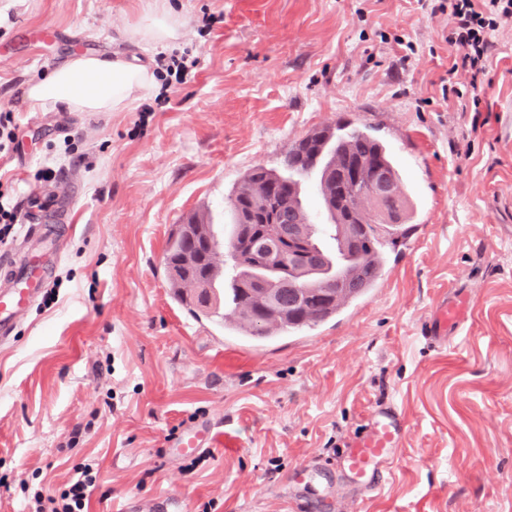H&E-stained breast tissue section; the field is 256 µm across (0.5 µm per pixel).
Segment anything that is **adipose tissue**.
I'll return each instance as SVG.
<instances>
[{
    "instance_id": "adipose-tissue-1",
    "label": "adipose tissue",
    "mask_w": 512,
    "mask_h": 512,
    "mask_svg": "<svg viewBox=\"0 0 512 512\" xmlns=\"http://www.w3.org/2000/svg\"><path fill=\"white\" fill-rule=\"evenodd\" d=\"M182 15L168 0H155L147 18L129 28L132 44L165 47L179 40ZM158 89L155 69L128 60L124 54L76 52L27 89L38 109L60 104L72 112H122L135 100L152 97Z\"/></svg>"
}]
</instances>
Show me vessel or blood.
<instances>
[{
    "mask_svg": "<svg viewBox=\"0 0 512 512\" xmlns=\"http://www.w3.org/2000/svg\"><path fill=\"white\" fill-rule=\"evenodd\" d=\"M50 263L44 253L29 251L6 261L0 275L13 281L12 289L0 291V342L12 338L18 311L29 306L44 288ZM465 319V303L450 300L438 305L422 326V333L433 341H445L449 330ZM209 426L187 429L173 441L178 450L202 448ZM407 435L405 418L391 405L376 407L365 428L349 438L338 466L353 484L374 489L390 471L391 455Z\"/></svg>",
    "mask_w": 512,
    "mask_h": 512,
    "instance_id": "vessel-or-blood-1",
    "label": "vessel or blood"
}]
</instances>
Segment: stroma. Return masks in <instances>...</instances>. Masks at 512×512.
Wrapping results in <instances>:
<instances>
[{
	"label": "stroma",
	"instance_id": "stroma-1",
	"mask_svg": "<svg viewBox=\"0 0 512 512\" xmlns=\"http://www.w3.org/2000/svg\"><path fill=\"white\" fill-rule=\"evenodd\" d=\"M151 0H16L0 12V112L15 148L0 183L23 212L75 193L62 256L0 343V512H29L92 464L86 512H512V22L478 88L451 73L447 13L416 0H176V46L198 64L167 103L123 112L31 109L30 82L79 50L155 60L126 42ZM217 16L204 27V14ZM414 52L400 63L401 43ZM350 123L389 148L411 219L382 275L336 318L253 341L192 315L163 263L177 224L205 213L218 241L228 195L279 168L315 128ZM465 298L443 344L421 323ZM408 434L372 492L335 462L371 411ZM200 424L236 442L192 454L172 433Z\"/></svg>",
	"mask_w": 512,
	"mask_h": 512
}]
</instances>
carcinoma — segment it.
<instances>
[{
  "mask_svg": "<svg viewBox=\"0 0 512 512\" xmlns=\"http://www.w3.org/2000/svg\"><path fill=\"white\" fill-rule=\"evenodd\" d=\"M364 163L367 177L382 173L397 189L395 197L376 202L362 189L342 185L345 170L352 164ZM282 171L262 166L251 169L228 197L232 218L229 240L224 245L233 275L229 285L221 289L220 303L208 306L204 298L184 287L188 279H224L223 269L214 263V255L196 258L190 266L183 257L190 244L182 227L168 239L164 259L169 287L175 299L196 315L210 316L227 310L224 324L240 329L254 340H266L278 332H291L316 325L335 317L345 304L372 288L382 273L381 250L391 226L408 219V201L401 189V178L381 141L360 129L342 125L313 129L294 143L281 162ZM318 171V189L324 215L330 220L336 242L332 254L321 243V225L314 224L304 206L296 177ZM276 215L281 224H297L304 242L320 260L312 269L296 274L302 284L314 289L330 288L332 296L314 311L292 307L288 297L278 299L274 317L261 324L266 303L256 294L263 287L261 271L244 245L234 243L241 231L271 236L275 225L269 222ZM358 224L359 245L351 250L345 246V225ZM343 272L346 282L338 288L328 283L331 271Z\"/></svg>",
  "mask_w": 512,
  "mask_h": 512,
  "instance_id": "obj_1",
  "label": "carcinoma"
}]
</instances>
